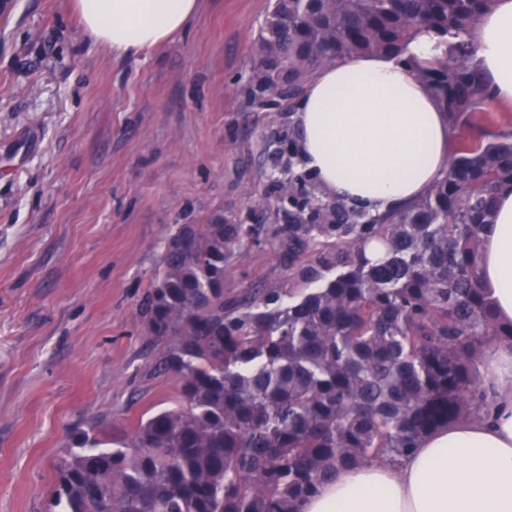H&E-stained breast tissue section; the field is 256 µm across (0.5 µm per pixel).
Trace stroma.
Here are the masks:
<instances>
[{
    "label": "stroma",
    "mask_w": 512,
    "mask_h": 512,
    "mask_svg": "<svg viewBox=\"0 0 512 512\" xmlns=\"http://www.w3.org/2000/svg\"><path fill=\"white\" fill-rule=\"evenodd\" d=\"M272 0H200L171 40L116 58L72 0H0V512H47L75 435L104 444L174 406L139 305L178 224H285L269 143L297 100L258 106ZM243 247L226 291L283 279Z\"/></svg>",
    "instance_id": "obj_1"
}]
</instances>
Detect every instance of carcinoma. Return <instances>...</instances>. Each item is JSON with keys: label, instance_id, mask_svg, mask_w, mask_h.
<instances>
[{"label": "carcinoma", "instance_id": "cac0c4a2", "mask_svg": "<svg viewBox=\"0 0 512 512\" xmlns=\"http://www.w3.org/2000/svg\"><path fill=\"white\" fill-rule=\"evenodd\" d=\"M494 0H273L254 43L252 93L298 91L325 65L402 56L422 31L443 46L405 60L447 114L456 147L422 196L373 215L315 202L326 224H178L140 313L181 400L99 448L61 457L58 512H301L341 468L409 455L432 432L492 411L486 350L512 342L481 286V233L512 185L467 35ZM288 276L229 298L249 243Z\"/></svg>", "mask_w": 512, "mask_h": 512}]
</instances>
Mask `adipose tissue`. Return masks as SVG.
<instances>
[{
  "instance_id": "ef3b65f1",
  "label": "adipose tissue",
  "mask_w": 512,
  "mask_h": 512,
  "mask_svg": "<svg viewBox=\"0 0 512 512\" xmlns=\"http://www.w3.org/2000/svg\"><path fill=\"white\" fill-rule=\"evenodd\" d=\"M200 0H74L86 34L113 54L138 53L177 34ZM492 103L512 102V0H496L470 34ZM301 159L332 194L371 213L408 202L448 166V118L428 86L389 55L321 68L295 116ZM482 287L512 324V188L500 189L483 234ZM491 419L432 433L399 463L338 471L302 512H512V344L482 364Z\"/></svg>"
}]
</instances>
